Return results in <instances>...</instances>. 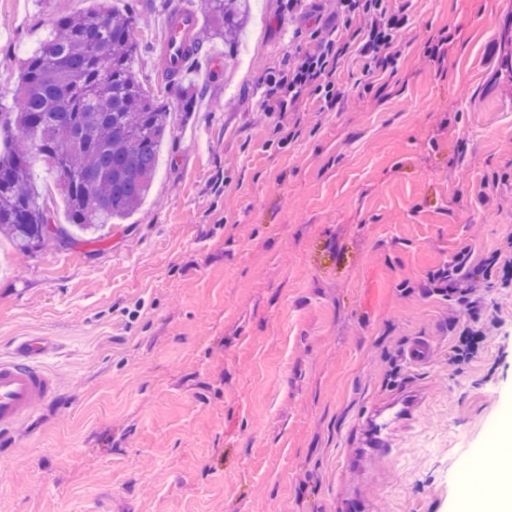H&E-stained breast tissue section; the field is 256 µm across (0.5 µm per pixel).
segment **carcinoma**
Instances as JSON below:
<instances>
[{
    "instance_id": "1",
    "label": "carcinoma",
    "mask_w": 512,
    "mask_h": 512,
    "mask_svg": "<svg viewBox=\"0 0 512 512\" xmlns=\"http://www.w3.org/2000/svg\"><path fill=\"white\" fill-rule=\"evenodd\" d=\"M201 9L211 36L232 55L251 0H201ZM139 21L100 0L51 21L40 47L21 60L12 105L0 103V127L13 131L0 150V233L19 251L79 242L55 223L33 182L35 163L53 176L71 225L92 240L151 191L171 112L139 77Z\"/></svg>"
}]
</instances>
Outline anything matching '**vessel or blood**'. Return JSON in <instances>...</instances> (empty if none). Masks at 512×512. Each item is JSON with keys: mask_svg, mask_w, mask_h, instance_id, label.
<instances>
[{"mask_svg": "<svg viewBox=\"0 0 512 512\" xmlns=\"http://www.w3.org/2000/svg\"><path fill=\"white\" fill-rule=\"evenodd\" d=\"M196 25V10L178 6L168 14L161 54L167 59L169 70H182L186 46L194 36ZM47 349L44 341L34 339L17 355L0 357V431L18 428L55 396V378L39 362ZM420 402L419 394L413 393L405 406L395 412L389 411L387 404L375 405L370 416V447L377 452H390L393 429L401 422L412 420Z\"/></svg>", "mask_w": 512, "mask_h": 512, "instance_id": "1", "label": "vessel or blood"}]
</instances>
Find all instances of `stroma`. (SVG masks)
Returning a JSON list of instances; mask_svg holds the SVG:
<instances>
[{"mask_svg":"<svg viewBox=\"0 0 512 512\" xmlns=\"http://www.w3.org/2000/svg\"><path fill=\"white\" fill-rule=\"evenodd\" d=\"M176 3L114 0L146 14L139 75L174 107L145 202L69 248L0 236V357L50 337L58 384L0 432V512H485L512 444V288L485 264L512 236V0H392L395 69L347 56L343 104L285 114L263 80L341 27L328 0H258L232 58L185 70L189 113L158 65ZM91 6L0 0V100L50 21ZM462 254L497 329L457 364L427 283ZM404 388L422 402L393 454L358 453Z\"/></svg>","mask_w":512,"mask_h":512,"instance_id":"obj_1","label":"stroma"}]
</instances>
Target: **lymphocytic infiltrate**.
<instances>
[{
  "label": "lymphocytic infiltrate",
  "mask_w": 512,
  "mask_h": 512,
  "mask_svg": "<svg viewBox=\"0 0 512 512\" xmlns=\"http://www.w3.org/2000/svg\"><path fill=\"white\" fill-rule=\"evenodd\" d=\"M388 0H336V14L344 22L359 19L360 26L351 39H344L338 29H320L315 33L314 51L292 57L286 71L268 75L265 99L266 112H287L306 94L322 98L328 107L340 105L345 99L344 89L334 75L342 57L353 52L368 63L385 66L395 63L398 56L397 32L405 20L390 12ZM445 284L449 296L464 306L473 324L453 350L454 361L473 358L480 343L489 333L486 325L476 324L477 312L484 301L479 280L464 273L462 265L443 269L437 275Z\"/></svg>",
  "instance_id": "lymphocytic-infiltrate-1"
}]
</instances>
